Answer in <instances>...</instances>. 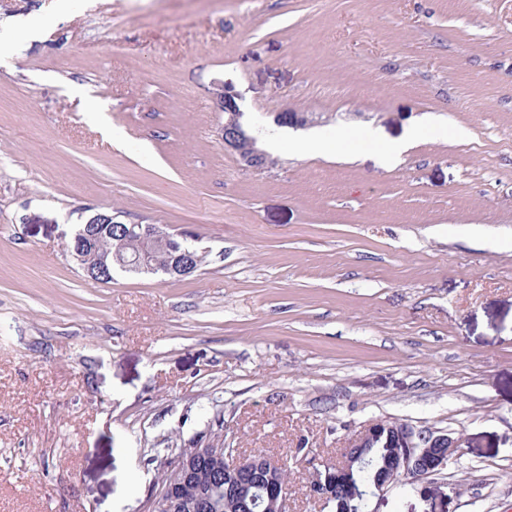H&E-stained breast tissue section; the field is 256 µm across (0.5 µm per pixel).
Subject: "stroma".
Masks as SVG:
<instances>
[{"mask_svg": "<svg viewBox=\"0 0 512 512\" xmlns=\"http://www.w3.org/2000/svg\"><path fill=\"white\" fill-rule=\"evenodd\" d=\"M19 19L46 28L0 44V512H148L165 449L207 444L287 460L288 512H320L313 470L390 417L464 453L369 512H512V0H0ZM219 84L272 166L225 147ZM417 126L391 169L361 135ZM103 211L203 265L91 280L66 247Z\"/></svg>", "mask_w": 512, "mask_h": 512, "instance_id": "1", "label": "stroma"}]
</instances>
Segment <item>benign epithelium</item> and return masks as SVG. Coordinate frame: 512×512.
Listing matches in <instances>:
<instances>
[{
    "label": "benign epithelium",
    "mask_w": 512,
    "mask_h": 512,
    "mask_svg": "<svg viewBox=\"0 0 512 512\" xmlns=\"http://www.w3.org/2000/svg\"><path fill=\"white\" fill-rule=\"evenodd\" d=\"M218 100L227 118L221 129L224 145L236 151L250 167H260V152L255 142L244 145L246 135L240 123L241 111L237 100L239 94L227 85L218 86ZM191 254L176 251L167 259L163 271L177 277L193 273ZM77 259L85 263L87 274L95 278L105 269L138 271L152 269L151 257L144 250L136 255L113 253L109 257H98L92 253L91 235H86L77 246ZM420 428L406 420L381 419L371 421L352 431L346 439L343 460L316 470L310 477V492L322 505L329 507L333 498L331 489L336 484V476L349 473L359 461L350 454L353 448H374L380 444L394 449L391 459V476L388 480L375 484V492L383 494L397 485L406 482H422L438 475L448 462V458L462 452L464 438L460 434L429 428L434 445L428 448L417 446L416 438ZM164 468L174 473L175 481L170 487L200 485L211 487L215 477L224 472V502L232 503L245 495L247 476L262 472L269 479V493L265 512H284L286 506V485L288 477L284 470L286 462L257 453L244 457L220 453L216 448H182L164 462Z\"/></svg>",
    "instance_id": "1"
}]
</instances>
